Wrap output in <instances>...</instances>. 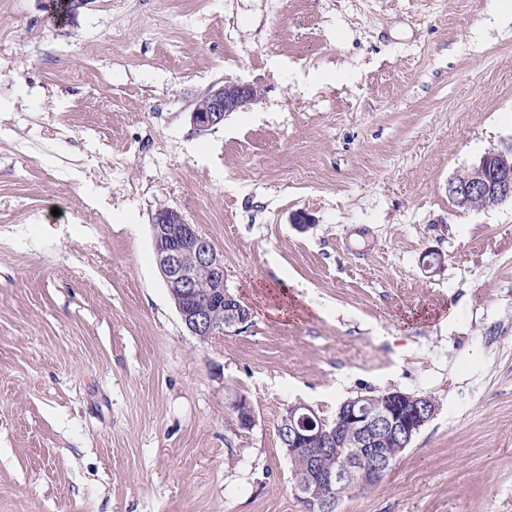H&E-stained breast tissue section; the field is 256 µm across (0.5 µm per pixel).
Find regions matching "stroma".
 <instances>
[{"instance_id": "1", "label": "stroma", "mask_w": 512, "mask_h": 512, "mask_svg": "<svg viewBox=\"0 0 512 512\" xmlns=\"http://www.w3.org/2000/svg\"><path fill=\"white\" fill-rule=\"evenodd\" d=\"M498 8L83 0L61 20L56 0H0V512H305L287 406L390 389L438 412L336 512H512V202L447 191L512 140ZM273 59L336 76L303 92ZM224 80L265 96L197 129ZM162 206L223 253L251 312L236 332L182 326ZM283 277L327 314L272 321L249 286Z\"/></svg>"}]
</instances>
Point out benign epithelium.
Masks as SVG:
<instances>
[{
    "instance_id": "7a95c632",
    "label": "benign epithelium",
    "mask_w": 512,
    "mask_h": 512,
    "mask_svg": "<svg viewBox=\"0 0 512 512\" xmlns=\"http://www.w3.org/2000/svg\"><path fill=\"white\" fill-rule=\"evenodd\" d=\"M264 95L265 89L254 83H217L195 101L192 121L201 130L217 128L227 115L249 109ZM448 195L462 208L472 207L477 200L486 205L512 201V142L501 150L483 154L462 174L449 179ZM152 230L157 268L191 335L203 340L215 338L248 321L250 314L224 288L223 253L196 225L188 223L178 210L161 207L154 214ZM202 269L209 272L211 279V288L205 294L197 288ZM231 407L239 428L251 430L255 416L249 401L240 397ZM437 410L431 397L399 390L386 394L378 405L369 406L362 397L349 399L332 417L319 414L304 402L288 405L283 417V451L287 456L305 452L313 461L309 471L295 483L299 499L308 510L316 505L328 508L342 484L360 490L380 483L387 467ZM342 428L356 433L357 447L367 449L371 463L358 465L344 458L336 471L323 472L315 461L336 445V435ZM385 437L389 442L383 446Z\"/></svg>"
}]
</instances>
